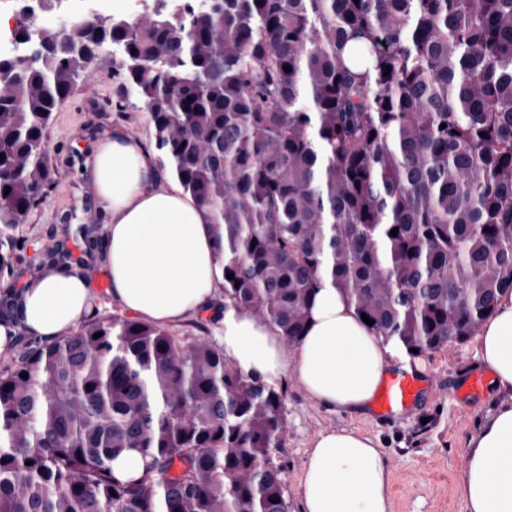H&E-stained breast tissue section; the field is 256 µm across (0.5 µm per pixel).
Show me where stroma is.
<instances>
[{
  "label": "stroma",
  "mask_w": 512,
  "mask_h": 512,
  "mask_svg": "<svg viewBox=\"0 0 512 512\" xmlns=\"http://www.w3.org/2000/svg\"><path fill=\"white\" fill-rule=\"evenodd\" d=\"M119 64V57H102L54 112L50 153L57 185L14 231L25 248L16 255L12 277L0 285V305L6 289L22 288L37 275L38 248L58 244L83 260L84 273L98 294L93 319H108L118 312L105 295L102 248L86 250L75 227L88 225L99 235L105 222L96 187L84 170L91 146L115 133L139 138L146 145L151 142L142 100L127 99L123 113L112 110V100L121 90ZM476 347L471 338L413 358L422 397L411 410L390 418L372 411L361 416L335 413L311 401L295 379L280 384L288 437L271 450L270 460L283 472L290 512L298 509L307 448L319 433L333 428L356 429L378 439L391 473L393 512H466L458 482L468 441L504 399L488 384L469 393L468 380L480 370Z\"/></svg>",
  "instance_id": "obj_1"
}]
</instances>
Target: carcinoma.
I'll return each mask as SVG.
<instances>
[{
  "label": "carcinoma",
  "instance_id": "1",
  "mask_svg": "<svg viewBox=\"0 0 512 512\" xmlns=\"http://www.w3.org/2000/svg\"><path fill=\"white\" fill-rule=\"evenodd\" d=\"M181 2L5 59L0 280L55 185L54 110L118 44L161 165L209 214L224 298L289 347L328 275L408 353L477 334L512 293V0ZM286 434L283 392L211 343L98 320L0 370V512H288Z\"/></svg>",
  "mask_w": 512,
  "mask_h": 512
}]
</instances>
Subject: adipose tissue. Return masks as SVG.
I'll list each match as a JSON object with an SVG mask.
<instances>
[{"instance_id":"adipose-tissue-1","label":"adipose tissue","mask_w":512,"mask_h":512,"mask_svg":"<svg viewBox=\"0 0 512 512\" xmlns=\"http://www.w3.org/2000/svg\"><path fill=\"white\" fill-rule=\"evenodd\" d=\"M90 176L108 219L107 297L122 312L157 326L209 314L226 361L275 386L294 378L312 401L337 413L368 412L385 374L411 361L368 328L346 297L324 282L305 335L286 356L279 331L222 296L224 278L206 211L157 171L142 142L123 134L100 141ZM95 294L82 276L60 270L20 291L18 318L0 324V353L18 333L50 345L91 312ZM492 384L512 395V293L476 337ZM390 474L375 441L356 430L321 433L306 451L300 512H392ZM458 492L467 512H512V398L469 441Z\"/></svg>"}]
</instances>
